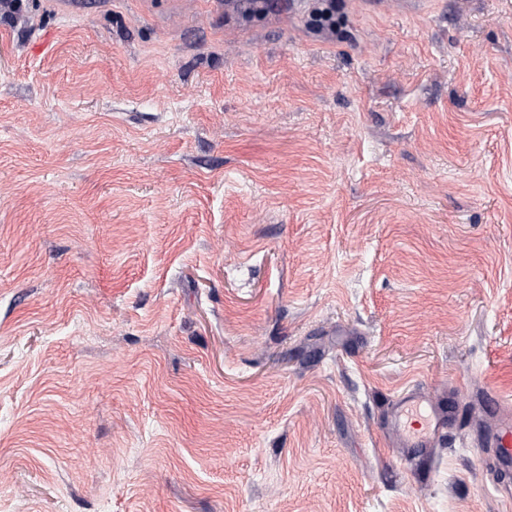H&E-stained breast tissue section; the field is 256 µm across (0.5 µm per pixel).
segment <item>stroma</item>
Segmentation results:
<instances>
[{
  "label": "stroma",
  "instance_id": "35a3bbf8",
  "mask_svg": "<svg viewBox=\"0 0 512 512\" xmlns=\"http://www.w3.org/2000/svg\"><path fill=\"white\" fill-rule=\"evenodd\" d=\"M82 2L0 18V512H512V0ZM454 418L448 404L429 400L415 390L389 407L386 426L396 437L402 458L409 460L429 456ZM479 400L496 413L495 426L478 436L479 446L491 448V460L497 471H509L512 464V408L500 396L488 391L479 393Z\"/></svg>",
  "mask_w": 512,
  "mask_h": 512
}]
</instances>
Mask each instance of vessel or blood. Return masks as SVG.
<instances>
[{
	"instance_id": "vessel-or-blood-1",
	"label": "vessel or blood",
	"mask_w": 512,
	"mask_h": 512,
	"mask_svg": "<svg viewBox=\"0 0 512 512\" xmlns=\"http://www.w3.org/2000/svg\"><path fill=\"white\" fill-rule=\"evenodd\" d=\"M479 398L493 409L496 423L479 436L478 442L490 449L497 471L512 470V404L486 391L480 392ZM454 418V411L446 404L429 400L415 390L389 407L386 426L396 437L402 458L409 460L429 456Z\"/></svg>"
}]
</instances>
